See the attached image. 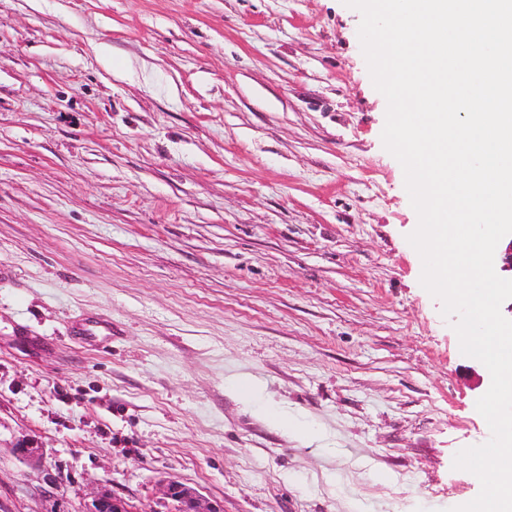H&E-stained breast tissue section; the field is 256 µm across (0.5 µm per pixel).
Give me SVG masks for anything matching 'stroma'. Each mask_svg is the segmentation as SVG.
<instances>
[{
    "label": "stroma",
    "instance_id": "stroma-1",
    "mask_svg": "<svg viewBox=\"0 0 512 512\" xmlns=\"http://www.w3.org/2000/svg\"><path fill=\"white\" fill-rule=\"evenodd\" d=\"M360 22L343 0H0V512L103 488L158 512L167 479L224 512L479 494L452 463L490 437L491 376L420 284Z\"/></svg>",
    "mask_w": 512,
    "mask_h": 512
}]
</instances>
